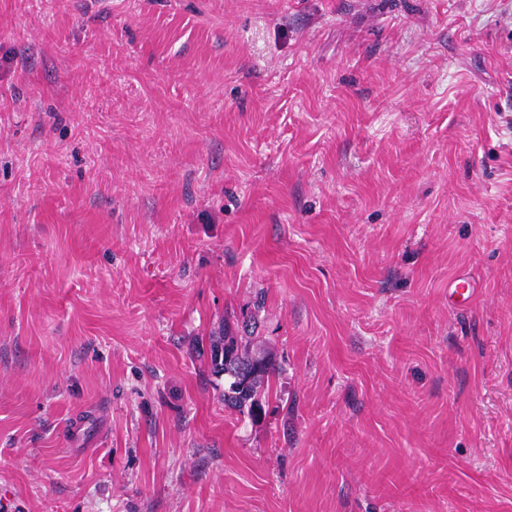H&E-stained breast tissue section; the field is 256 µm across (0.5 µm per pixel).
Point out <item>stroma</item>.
<instances>
[{
    "label": "stroma",
    "instance_id": "stroma-1",
    "mask_svg": "<svg viewBox=\"0 0 512 512\" xmlns=\"http://www.w3.org/2000/svg\"><path fill=\"white\" fill-rule=\"evenodd\" d=\"M0 512H512V0H0ZM253 336H235L224 328L211 354V371L224 374V403L240 414L256 416L262 409L260 397L269 392L271 359L253 355L249 348Z\"/></svg>",
    "mask_w": 512,
    "mask_h": 512
}]
</instances>
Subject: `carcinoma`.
<instances>
[{"label": "carcinoma", "instance_id": "carcinoma-1", "mask_svg": "<svg viewBox=\"0 0 512 512\" xmlns=\"http://www.w3.org/2000/svg\"><path fill=\"white\" fill-rule=\"evenodd\" d=\"M251 336H236L230 328L216 340L211 354V371L224 375V404L256 416L262 409L260 397L270 389L271 359L250 352Z\"/></svg>", "mask_w": 512, "mask_h": 512}]
</instances>
